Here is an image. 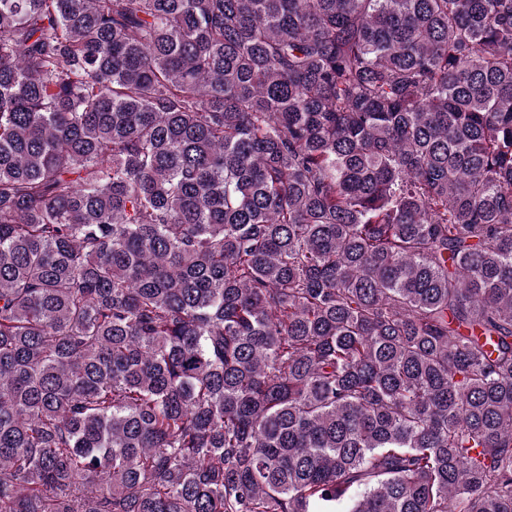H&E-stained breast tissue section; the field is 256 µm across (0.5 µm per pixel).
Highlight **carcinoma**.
I'll return each mask as SVG.
<instances>
[{
  "mask_svg": "<svg viewBox=\"0 0 512 512\" xmlns=\"http://www.w3.org/2000/svg\"><path fill=\"white\" fill-rule=\"evenodd\" d=\"M0 512H512V0H0Z\"/></svg>",
  "mask_w": 512,
  "mask_h": 512,
  "instance_id": "carcinoma-1",
  "label": "carcinoma"
}]
</instances>
